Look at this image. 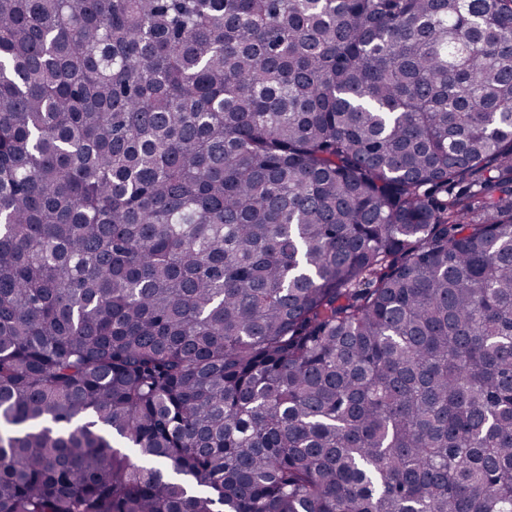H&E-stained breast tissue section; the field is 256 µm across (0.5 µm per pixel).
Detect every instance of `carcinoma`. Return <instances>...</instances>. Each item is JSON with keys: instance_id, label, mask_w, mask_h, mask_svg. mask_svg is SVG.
<instances>
[{"instance_id": "cac0c4a2", "label": "carcinoma", "mask_w": 512, "mask_h": 512, "mask_svg": "<svg viewBox=\"0 0 512 512\" xmlns=\"http://www.w3.org/2000/svg\"><path fill=\"white\" fill-rule=\"evenodd\" d=\"M2 421L0 512H512V0H0Z\"/></svg>"}]
</instances>
